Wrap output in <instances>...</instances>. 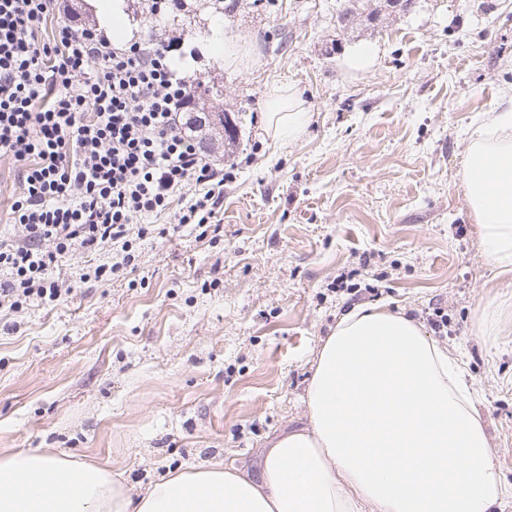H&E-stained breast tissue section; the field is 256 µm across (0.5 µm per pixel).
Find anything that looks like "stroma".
Masks as SVG:
<instances>
[{"label": "stroma", "instance_id": "stroma-1", "mask_svg": "<svg viewBox=\"0 0 512 512\" xmlns=\"http://www.w3.org/2000/svg\"><path fill=\"white\" fill-rule=\"evenodd\" d=\"M60 2L107 35L120 18L126 47L182 38L175 68L218 94L235 141L207 149L225 173L218 238L163 215L131 282L94 280L107 245L59 261V301L0 313V454L93 460L135 492L208 461L259 476L269 441L308 421L337 316L391 303L429 334L447 314L438 341L512 486V270L484 260L461 177L470 132L512 103V0H410L374 23L342 22L343 0L209 2L184 26L150 24L141 0ZM218 31L243 66L215 53ZM364 49L372 65L350 67ZM279 85L309 109L295 139L264 131Z\"/></svg>", "mask_w": 512, "mask_h": 512}]
</instances>
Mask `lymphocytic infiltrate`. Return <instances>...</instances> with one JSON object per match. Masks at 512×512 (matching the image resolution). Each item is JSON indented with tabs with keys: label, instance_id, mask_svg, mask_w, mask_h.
<instances>
[{
	"label": "lymphocytic infiltrate",
	"instance_id": "obj_1",
	"mask_svg": "<svg viewBox=\"0 0 512 512\" xmlns=\"http://www.w3.org/2000/svg\"><path fill=\"white\" fill-rule=\"evenodd\" d=\"M58 0H0V159L19 166L11 221L0 238V309L58 301L60 258L116 246L99 281L134 269L145 220L173 212L178 226L209 228L224 199V168L188 135L190 76L170 64L174 39L137 48L56 20ZM198 194L183 198L186 184Z\"/></svg>",
	"mask_w": 512,
	"mask_h": 512
}]
</instances>
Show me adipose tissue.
Wrapping results in <instances>:
<instances>
[{"label":"adipose tissue","mask_w":512,"mask_h":512,"mask_svg":"<svg viewBox=\"0 0 512 512\" xmlns=\"http://www.w3.org/2000/svg\"><path fill=\"white\" fill-rule=\"evenodd\" d=\"M307 121L298 90L271 89L268 135ZM463 181L484 258L512 269V109L472 130ZM469 389L414 318L358 304L321 342L307 426L272 441L258 478L214 462L135 494L105 465L15 452L0 455V512H497L512 490Z\"/></svg>","instance_id":"1"}]
</instances>
